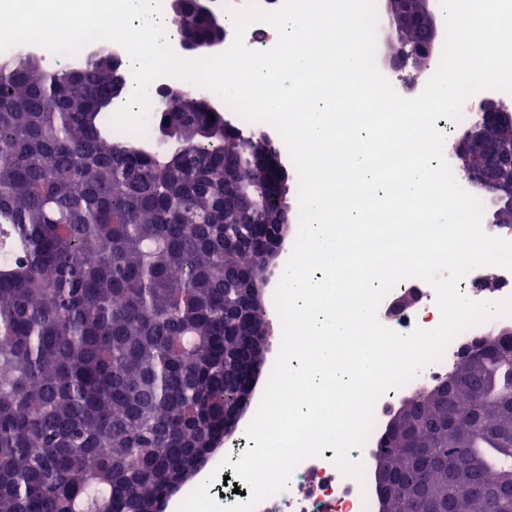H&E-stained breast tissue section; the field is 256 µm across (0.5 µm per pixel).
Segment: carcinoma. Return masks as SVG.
I'll list each match as a JSON object with an SVG mask.
<instances>
[{"mask_svg":"<svg viewBox=\"0 0 512 512\" xmlns=\"http://www.w3.org/2000/svg\"><path fill=\"white\" fill-rule=\"evenodd\" d=\"M184 0L181 38L209 17ZM109 67L85 57L51 71L31 55L0 63V512H156L197 477L224 435L225 404L250 347L263 359V312L247 305L260 245L224 237V194L250 189L243 138L188 92L165 117L184 148L158 158L105 121ZM238 158L232 182L224 156ZM478 385L457 365L448 413L416 392L428 457L384 435L398 512L419 480L455 512H512V418L474 422L512 401V341Z\"/></svg>","mask_w":512,"mask_h":512,"instance_id":"carcinoma-1","label":"carcinoma"}]
</instances>
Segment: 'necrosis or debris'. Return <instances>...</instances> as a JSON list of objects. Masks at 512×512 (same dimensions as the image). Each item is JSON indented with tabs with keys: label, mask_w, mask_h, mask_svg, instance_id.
Returning a JSON list of instances; mask_svg holds the SVG:
<instances>
[{
	"label": "necrosis or debris",
	"mask_w": 512,
	"mask_h": 512,
	"mask_svg": "<svg viewBox=\"0 0 512 512\" xmlns=\"http://www.w3.org/2000/svg\"><path fill=\"white\" fill-rule=\"evenodd\" d=\"M485 273L486 269L482 266L472 269L459 282V290L470 299L482 303H494L512 297V271L495 267L498 286L491 292L481 287ZM408 290L419 293L420 304L400 315L393 325L394 331L407 334L418 327L435 328L441 315L435 304L434 291L428 283L416 278L399 282L393 295L382 299L377 309L378 316L387 315L394 294ZM511 322V314H500L467 328L452 339L440 359L424 367L405 385L389 390L378 399L374 407L372 431L361 447L352 449L348 454L350 461L361 465V479L344 476L333 462L334 450L327 448L320 456L301 461L294 469L287 489L258 502L253 512H376L378 490L372 479L375 453L396 404L407 393L446 378L454 369L463 345L484 337L496 325Z\"/></svg>",
	"instance_id": "necrosis-or-debris-1"
}]
</instances>
